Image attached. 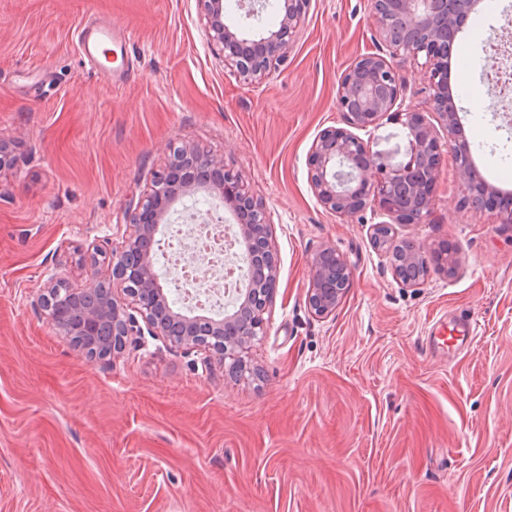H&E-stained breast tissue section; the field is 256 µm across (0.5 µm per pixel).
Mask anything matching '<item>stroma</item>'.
<instances>
[{"label":"stroma","instance_id":"obj_1","mask_svg":"<svg viewBox=\"0 0 512 512\" xmlns=\"http://www.w3.org/2000/svg\"><path fill=\"white\" fill-rule=\"evenodd\" d=\"M92 17L132 33L115 88L78 54ZM365 0H309L285 65L246 85L211 47L199 0H0V512H512V224L474 212L450 150L425 223L398 239L455 252L454 272L400 287L370 238L384 216L318 203L310 148L347 122L345 70L374 51ZM512 0H481L449 78L478 174L512 189V131L481 110L490 31ZM396 106L433 109L422 60H399ZM372 150L409 158L400 122ZM223 158L266 207L277 286L248 370L161 336L92 360L47 321L51 275L130 231L129 206L169 145ZM331 247L353 278L313 315V260ZM474 318L470 345L432 348L437 319Z\"/></svg>","mask_w":512,"mask_h":512}]
</instances>
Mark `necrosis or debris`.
<instances>
[{
	"label": "necrosis or debris",
	"instance_id": "obj_1",
	"mask_svg": "<svg viewBox=\"0 0 512 512\" xmlns=\"http://www.w3.org/2000/svg\"><path fill=\"white\" fill-rule=\"evenodd\" d=\"M237 242L233 225L221 210L186 213L182 223L171 225L159 245L166 266L174 271V286L182 305L222 309L226 296L236 292L245 274L243 256L233 255Z\"/></svg>",
	"mask_w": 512,
	"mask_h": 512
}]
</instances>
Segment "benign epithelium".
<instances>
[{"label": "benign epithelium", "instance_id": "1", "mask_svg": "<svg viewBox=\"0 0 512 512\" xmlns=\"http://www.w3.org/2000/svg\"><path fill=\"white\" fill-rule=\"evenodd\" d=\"M200 2L211 46L247 85L262 83L288 60L308 4V0H281L277 27L253 32L224 21V0ZM367 4L377 27V47L341 77L337 104L348 125L367 132L392 115L401 82L389 56H425L434 111L397 112L410 143L409 160L398 165L387 163L367 141L347 129L323 130L310 148L309 178L319 203L333 213L351 217L369 204L378 206L388 220L372 226V242L389 259L395 281L404 288H418L431 264L444 265L449 272L457 265L453 253L421 250L397 240L393 231L396 224H423L429 216L431 191L441 175L442 142L451 147L473 204L500 209L502 223L512 224V208L497 202L495 188L476 175L469 143L459 132L457 108L448 96V56L479 0H367ZM198 193L208 195L232 215L249 250L250 273L239 291L240 304L222 319L174 311L151 256L160 225L172 223L173 206ZM130 226L122 245L107 256L111 276H100L96 250L89 257L82 287L72 288L62 277L49 282L40 300L50 325L67 337H82L75 344L96 360L119 352L125 338L142 331V320L153 336L216 351L231 369H245L253 341L264 334L263 313L277 285L278 261L270 245L267 213L240 176L215 155L197 147L174 146L149 191L139 198ZM313 266L307 300L311 312L323 318L336 310L353 273L331 247L315 257ZM117 288L135 301L139 316L127 312L114 293Z\"/></svg>", "mask_w": 512, "mask_h": 512}]
</instances>
